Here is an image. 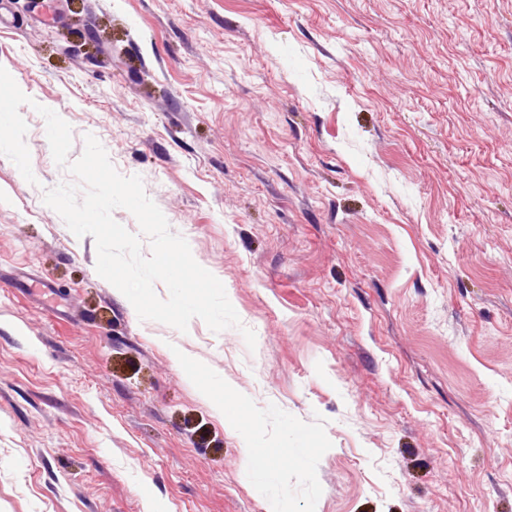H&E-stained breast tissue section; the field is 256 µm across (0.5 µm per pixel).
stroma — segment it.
Returning a JSON list of instances; mask_svg holds the SVG:
<instances>
[{"label":"stroma","instance_id":"obj_1","mask_svg":"<svg viewBox=\"0 0 512 512\" xmlns=\"http://www.w3.org/2000/svg\"><path fill=\"white\" fill-rule=\"evenodd\" d=\"M0 67V512H512V0H0ZM39 104L255 349L97 274Z\"/></svg>","mask_w":512,"mask_h":512}]
</instances>
